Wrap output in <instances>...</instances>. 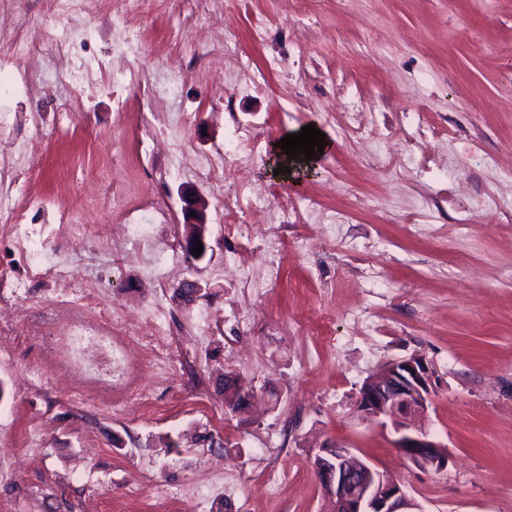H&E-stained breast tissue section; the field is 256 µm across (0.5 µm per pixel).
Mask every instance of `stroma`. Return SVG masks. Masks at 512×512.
<instances>
[{"label": "stroma", "instance_id": "obj_1", "mask_svg": "<svg viewBox=\"0 0 512 512\" xmlns=\"http://www.w3.org/2000/svg\"><path fill=\"white\" fill-rule=\"evenodd\" d=\"M57 0H0V57L16 35L51 41ZM250 79L208 53L192 0H154L120 42L108 15L76 17L98 59L78 95L55 64L15 65L0 121V167L46 253H80L66 278L24 277L0 225V512H330L313 460L341 446L400 480L423 512H512V0H210ZM181 83L159 95L162 76ZM185 123H178V116ZM315 124L330 142L309 176L276 174L272 146ZM248 169L223 182L195 156L241 133ZM189 145L171 155L173 141ZM206 202L208 255L164 286L138 258L112 262L119 225L142 222L181 243L182 189ZM288 194L290 223L310 238L281 255L275 287L243 296L239 245L225 202L266 231L256 194ZM166 205L143 215L141 198ZM91 229L78 242L61 211ZM335 212V239L313 240L311 214ZM197 292L185 296L188 281ZM85 285L107 316L138 328L131 388L88 393L52 363L46 313ZM212 324L186 325L198 306ZM171 335L154 338V317ZM423 355L437 376L425 428L448 454L440 472L394 446L392 428L360 419L362 383L389 362ZM254 395L224 411V378ZM237 490L225 495L224 481Z\"/></svg>", "mask_w": 512, "mask_h": 512}]
</instances>
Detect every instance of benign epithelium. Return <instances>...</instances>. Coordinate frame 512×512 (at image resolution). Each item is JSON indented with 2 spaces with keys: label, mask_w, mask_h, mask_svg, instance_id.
I'll return each instance as SVG.
<instances>
[{
  "label": "benign epithelium",
  "mask_w": 512,
  "mask_h": 512,
  "mask_svg": "<svg viewBox=\"0 0 512 512\" xmlns=\"http://www.w3.org/2000/svg\"><path fill=\"white\" fill-rule=\"evenodd\" d=\"M185 211L195 213L191 232L182 248L189 262L205 259L209 245L205 238L206 221L202 199L182 192ZM201 241L203 252L193 254L194 243ZM437 388L435 371L421 355L396 360L371 375L360 388L356 412L367 421L381 425L391 422L398 434L396 448L414 466L436 471L448 464V454L423 426L428 405ZM323 489L335 499L336 512H421L408 498L403 485L390 475L354 457L346 448H325L314 461Z\"/></svg>",
  "instance_id": "1"
}]
</instances>
